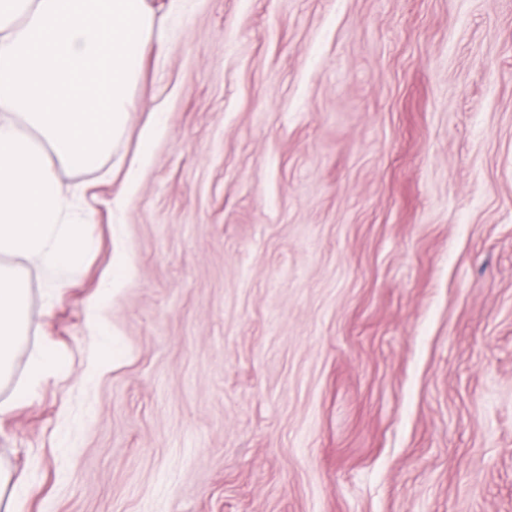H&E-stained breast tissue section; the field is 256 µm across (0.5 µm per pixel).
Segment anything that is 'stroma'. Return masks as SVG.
<instances>
[{
	"mask_svg": "<svg viewBox=\"0 0 512 512\" xmlns=\"http://www.w3.org/2000/svg\"><path fill=\"white\" fill-rule=\"evenodd\" d=\"M168 4L124 135L55 168L94 249L50 302L11 260L0 402L61 363L0 418L27 512H512V0ZM118 281L114 278L103 283L102 288L99 290L98 295L94 298L89 306V317L93 322L97 321L98 312L108 307L117 293ZM97 323V322H96ZM98 337L101 340V345L106 351H112V356L120 354V348L114 336H108L104 327L97 323ZM57 368L58 359L52 345H44L34 351L29 357L27 378L15 385L8 400L0 403V416L9 414L15 407L29 401L40 381Z\"/></svg>",
	"mask_w": 512,
	"mask_h": 512,
	"instance_id": "1",
	"label": "stroma"
}]
</instances>
